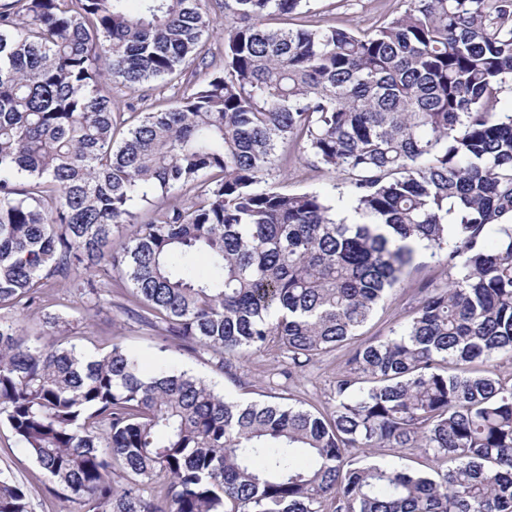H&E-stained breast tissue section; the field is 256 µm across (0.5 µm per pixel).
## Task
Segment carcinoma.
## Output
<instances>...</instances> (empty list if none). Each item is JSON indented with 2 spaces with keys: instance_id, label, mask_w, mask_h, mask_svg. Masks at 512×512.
I'll use <instances>...</instances> for the list:
<instances>
[{
  "instance_id": "1",
  "label": "carcinoma",
  "mask_w": 512,
  "mask_h": 512,
  "mask_svg": "<svg viewBox=\"0 0 512 512\" xmlns=\"http://www.w3.org/2000/svg\"><path fill=\"white\" fill-rule=\"evenodd\" d=\"M309 2L224 0V22L205 0L0 4V425L59 512H512V377L464 369L512 363V0H405L362 34L264 22ZM187 64L200 78L152 112L103 88ZM281 148L341 177L354 223L268 185ZM182 190L196 202H168ZM422 253L448 277L350 350L317 413L145 376L120 342L90 359L47 305L58 286L97 308L115 280L128 316L229 378L273 346L291 379ZM0 512H30L8 477Z\"/></svg>"
}]
</instances>
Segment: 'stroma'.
Wrapping results in <instances>:
<instances>
[{"instance_id":"stroma-1","label":"stroma","mask_w":512,"mask_h":512,"mask_svg":"<svg viewBox=\"0 0 512 512\" xmlns=\"http://www.w3.org/2000/svg\"><path fill=\"white\" fill-rule=\"evenodd\" d=\"M405 8L404 0H310L309 10L303 21L327 23L356 31L372 29L377 22L399 15ZM112 101L116 108L126 109L135 105L138 111H148L151 104L173 100L177 88L169 81H153L133 92L122 84L110 85ZM276 165L281 171L274 179V186L288 192L317 191L337 197L336 173L310 167L306 161L279 151ZM445 270L437 259L420 256L409 276L400 287L393 289L379 306L369 323L360 331V340L387 335L417 303V285L421 282L443 281ZM127 303L124 289L113 288L107 303L91 308L85 300L74 297L68 300L64 314L77 322L71 341L87 352H104L113 342L138 353L144 371H152L164 363L172 368L187 370L211 381L216 389L231 398L263 402L276 392L288 395L292 403L310 410L330 408L331 387L336 373L348 355L341 348L322 357L295 384L282 386L279 369L284 365L279 350L271 348L243 356L238 364L237 379H229L216 369L212 353L200 350L190 352L173 341H163L153 328L127 317L123 308ZM0 471L10 474L29 493L31 512H55V498L50 493L52 482L26 450L18 445L10 431L0 425Z\"/></svg>"}]
</instances>
